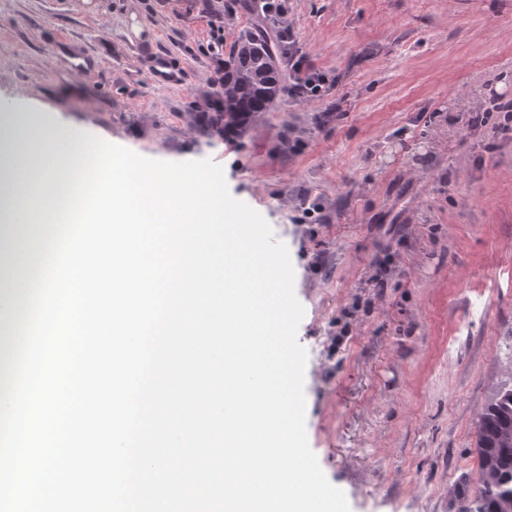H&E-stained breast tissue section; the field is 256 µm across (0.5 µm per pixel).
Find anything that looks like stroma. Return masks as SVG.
Here are the masks:
<instances>
[{
  "label": "stroma",
  "instance_id": "35a3bbf8",
  "mask_svg": "<svg viewBox=\"0 0 512 512\" xmlns=\"http://www.w3.org/2000/svg\"><path fill=\"white\" fill-rule=\"evenodd\" d=\"M93 2L0 0V116L21 101L149 159L221 162L288 248L327 479L351 512H456L478 415L512 381V0H287L281 18L251 0ZM247 27L291 28L321 92L224 138L197 116ZM162 58L180 83H152ZM1 162L22 266L43 169L29 150Z\"/></svg>",
  "mask_w": 512,
  "mask_h": 512
}]
</instances>
